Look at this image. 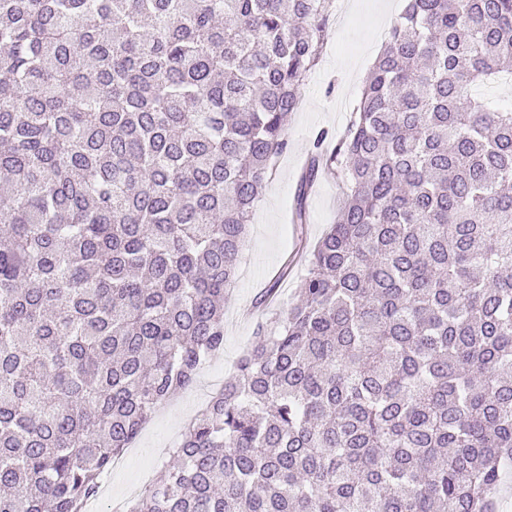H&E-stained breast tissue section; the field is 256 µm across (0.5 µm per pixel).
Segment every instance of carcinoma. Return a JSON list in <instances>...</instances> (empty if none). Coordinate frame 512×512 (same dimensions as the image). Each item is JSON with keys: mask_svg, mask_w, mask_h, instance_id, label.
<instances>
[{"mask_svg": "<svg viewBox=\"0 0 512 512\" xmlns=\"http://www.w3.org/2000/svg\"><path fill=\"white\" fill-rule=\"evenodd\" d=\"M334 0H0V512H81L224 348ZM512 0H408L297 300L129 512H498L512 461Z\"/></svg>", "mask_w": 512, "mask_h": 512, "instance_id": "1", "label": "carcinoma"}]
</instances>
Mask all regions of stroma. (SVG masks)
I'll use <instances>...</instances> for the list:
<instances>
[{"mask_svg":"<svg viewBox=\"0 0 512 512\" xmlns=\"http://www.w3.org/2000/svg\"><path fill=\"white\" fill-rule=\"evenodd\" d=\"M326 44L320 60L308 74L300 105L287 129L289 147L276 158L273 172L256 203L246 246L237 260V280L224 301V349L200 368L195 383L169 398L145 425L123 466L110 470L113 497L145 479L156 478L175 447L185 425L206 405L211 395L232 377L239 358L250 346L259 321L272 309L260 306L265 288L277 284L274 309H286L295 298L302 264L286 279L277 274L295 252L290 222L298 181L320 131L341 134L358 103L366 75L372 70L395 18L406 0H335ZM340 189L335 177L320 176L306 199L309 245H316L329 224L335 223Z\"/></svg>","mask_w":512,"mask_h":512,"instance_id":"1","label":"stroma"}]
</instances>
